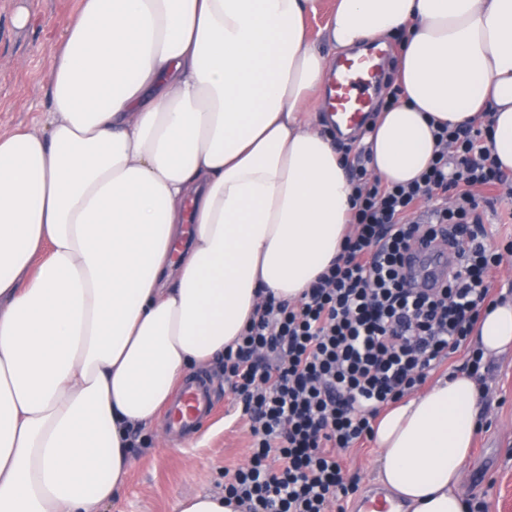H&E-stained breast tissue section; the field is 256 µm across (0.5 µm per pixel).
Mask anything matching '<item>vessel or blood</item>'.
<instances>
[{
  "label": "vessel or blood",
  "instance_id": "obj_1",
  "mask_svg": "<svg viewBox=\"0 0 512 512\" xmlns=\"http://www.w3.org/2000/svg\"><path fill=\"white\" fill-rule=\"evenodd\" d=\"M389 59L380 48L359 58H342L330 78L328 105L341 122L359 125L375 95L379 72ZM410 266L417 281L433 286L448 271V251L433 242L417 244L410 255ZM217 404L208 381L189 380L182 384L166 412L169 432L179 439H192L200 432L204 420L213 419Z\"/></svg>",
  "mask_w": 512,
  "mask_h": 512
}]
</instances>
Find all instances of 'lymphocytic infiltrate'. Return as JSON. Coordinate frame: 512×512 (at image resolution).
Masks as SVG:
<instances>
[{"label": "lymphocytic infiltrate", "mask_w": 512, "mask_h": 512, "mask_svg": "<svg viewBox=\"0 0 512 512\" xmlns=\"http://www.w3.org/2000/svg\"><path fill=\"white\" fill-rule=\"evenodd\" d=\"M438 151L419 180L389 186L348 162L352 231L296 303L268 297L224 351V382L250 422L248 463L224 478L240 512H335L358 490L343 454L374 433L381 410L466 347L492 305L499 254L485 245L492 199L512 174L488 128L437 126ZM443 239L455 258L441 288L412 287L404 257Z\"/></svg>", "instance_id": "f902f5d3"}]
</instances>
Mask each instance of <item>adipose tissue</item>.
Returning a JSON list of instances; mask_svg holds the SVG:
<instances>
[{
    "label": "adipose tissue",
    "mask_w": 512,
    "mask_h": 512,
    "mask_svg": "<svg viewBox=\"0 0 512 512\" xmlns=\"http://www.w3.org/2000/svg\"><path fill=\"white\" fill-rule=\"evenodd\" d=\"M319 6L82 0L66 24L48 111L0 135V512L111 503L127 428L338 256L353 186L322 110L338 56L405 35L404 93L365 138L382 182L429 167L432 121L485 114L512 171V0H336L330 55L306 26ZM473 339L512 353V299ZM483 397L456 373L378 416L376 478L407 512H467Z\"/></svg>",
    "instance_id": "1"
}]
</instances>
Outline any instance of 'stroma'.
<instances>
[{"instance_id": "stroma-1", "label": "stroma", "mask_w": 512, "mask_h": 512, "mask_svg": "<svg viewBox=\"0 0 512 512\" xmlns=\"http://www.w3.org/2000/svg\"><path fill=\"white\" fill-rule=\"evenodd\" d=\"M79 0H0V134L33 125L50 105L47 69L57 38ZM25 25H17V14ZM488 249L501 253L495 294L512 298V209L485 215ZM484 382L485 423L477 434L463 486L466 498L485 496L487 512H512V356L491 358ZM165 421L139 436L135 467L117 502L102 512H175L179 499L224 490V472L247 463L250 433L240 410L226 407L196 443L157 444Z\"/></svg>"}]
</instances>
